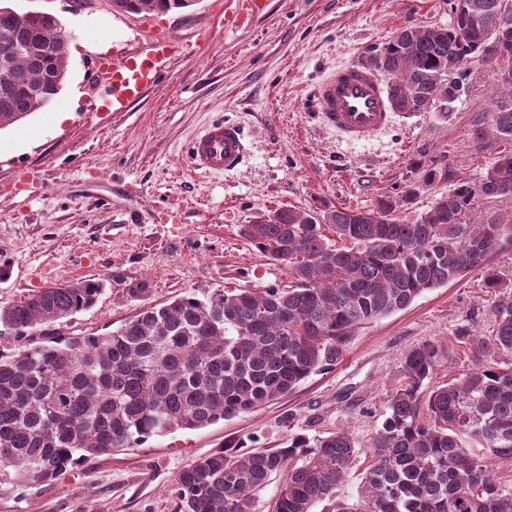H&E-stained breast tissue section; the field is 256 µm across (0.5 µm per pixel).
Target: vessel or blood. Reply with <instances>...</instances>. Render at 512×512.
Instances as JSON below:
<instances>
[{
  "mask_svg": "<svg viewBox=\"0 0 512 512\" xmlns=\"http://www.w3.org/2000/svg\"><path fill=\"white\" fill-rule=\"evenodd\" d=\"M166 50V45L156 43L146 58H130L115 64L113 102L125 103L138 91L140 82H154L158 77L155 58ZM316 106L326 124L350 142L364 141L387 127L395 112L377 75L357 66L340 68L321 81ZM246 152L238 125L226 119L213 123L192 142L189 157L193 167L219 173L236 169Z\"/></svg>",
  "mask_w": 512,
  "mask_h": 512,
  "instance_id": "1",
  "label": "vessel or blood"
}]
</instances>
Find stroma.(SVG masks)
I'll use <instances>...</instances> for the list:
<instances>
[{
	"label": "stroma",
	"mask_w": 512,
	"mask_h": 512,
	"mask_svg": "<svg viewBox=\"0 0 512 512\" xmlns=\"http://www.w3.org/2000/svg\"><path fill=\"white\" fill-rule=\"evenodd\" d=\"M218 2L156 14L173 45L157 59L160 78L112 112L95 72L100 62L149 52L143 16L115 12L108 0H0L20 14H50L71 34L61 92L0 131V266L8 269L0 304L57 285L63 268L70 281H101L96 304L58 325L70 337L115 331L144 307L183 296L285 288L287 266L242 238L240 225L286 207L363 209L415 183L416 203L402 214L411 222L494 161L497 141L478 146L469 136L488 124L499 95L493 62L471 68L451 112L394 114L360 143L314 109L326 76L360 65L399 28L447 25L449 0H267L227 28L208 23ZM224 119L243 127L247 162L224 173L192 169L191 141ZM431 168L437 176L427 185ZM142 285L146 294H137ZM497 300L481 273L469 272L362 325L333 369L254 411L91 457L48 483L0 479V512H179L176 477L225 440L281 448L295 433L337 430L352 436L356 456L336 493L353 497L405 353L426 340L441 345L427 388L465 373L472 353L456 336L489 334Z\"/></svg>",
	"instance_id": "35a3bbf8"
}]
</instances>
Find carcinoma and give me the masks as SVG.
Listing matches in <instances>:
<instances>
[{
	"label": "carcinoma",
	"instance_id": "1",
	"mask_svg": "<svg viewBox=\"0 0 512 512\" xmlns=\"http://www.w3.org/2000/svg\"><path fill=\"white\" fill-rule=\"evenodd\" d=\"M195 0H112L117 12L167 13ZM501 0H450L448 26H405L365 67L385 74L399 112L448 111L443 76L464 59L497 62L501 96L490 125L472 128L502 143L479 184L481 198H512V10ZM484 16L465 34L464 7ZM69 35L50 15L23 19L0 7V130L54 100L66 80ZM55 52H45L47 46ZM474 183L459 181L415 221L400 214L419 187L382 196L370 207L318 213L278 209L241 226V235L288 266L286 288H238L206 301L182 297L148 306L121 328L0 353V474L45 483L91 456L128 448L152 435L206 427L291 393L313 373L332 369L361 325L402 310L421 293L480 270L485 287L502 288L489 257L512 243L498 219L465 222ZM338 239L340 244L333 243ZM99 280L44 288L0 306V332L51 335L60 321L90 309ZM490 336L462 329L475 365L425 389L441 356L426 340L401 362L404 383L372 443L373 463L357 498L335 496L356 452L346 431L297 433L282 448L236 439L192 462L176 478L182 512H251L273 474L284 484L273 512H512V488L497 483L495 462H512V369L490 360L512 354V294L495 304ZM427 410V419L421 418Z\"/></svg>",
	"mask_w": 512,
	"mask_h": 512
}]
</instances>
